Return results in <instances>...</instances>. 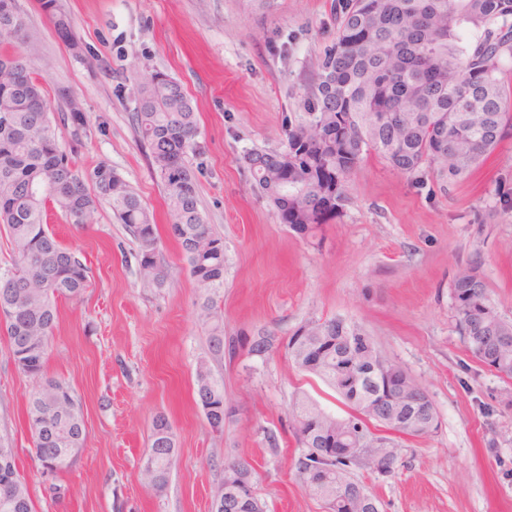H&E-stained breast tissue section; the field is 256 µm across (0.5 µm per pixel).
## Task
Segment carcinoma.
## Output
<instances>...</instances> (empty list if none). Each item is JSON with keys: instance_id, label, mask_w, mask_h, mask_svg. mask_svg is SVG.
I'll return each instance as SVG.
<instances>
[{"instance_id": "obj_1", "label": "carcinoma", "mask_w": 512, "mask_h": 512, "mask_svg": "<svg viewBox=\"0 0 512 512\" xmlns=\"http://www.w3.org/2000/svg\"><path fill=\"white\" fill-rule=\"evenodd\" d=\"M60 40L75 54L83 44L58 0H39ZM336 37L316 62L317 73L302 96L304 116H288V133L280 150H251L245 154L258 192L276 208L278 218L303 235L314 237L334 218L345 201L346 184L364 156L373 152L417 185L433 174L450 183L467 179L512 129V85L503 74L512 65V0H334ZM38 47L26 26H0V230L10 240L11 268L0 272V307L17 305L18 317L0 322L8 354L36 388L26 406L31 434L46 436L38 445L41 465H72L65 449L85 441L84 414L72 421L53 415L54 392L71 391L62 380L44 374L50 338L58 323L57 302L77 301L89 287L88 268L49 229L47 215L60 212L69 224H89L106 202L128 228L139 248V274L153 288H162L169 267L158 251L153 215L140 196L112 168L101 162L90 171L75 160V149L62 147L56 127L49 125V96L65 103L68 88L49 93L38 73ZM26 78L14 87L13 72ZM131 122L148 149L170 218L180 227L170 231L178 242L188 271L205 292L200 321L210 327L211 349L224 350V320L218 298L224 288V239L214 232L199 206L198 185L186 158L197 149V116L182 85L162 72L137 83V106ZM288 170V185L278 174ZM456 326L472 357L482 365L512 374V351L493 355L498 336H512V321L488 316L493 309L478 266L460 268L452 284ZM43 337L28 346L26 330ZM330 336L336 347L322 354L318 370L348 402L353 390L336 382L337 355L353 336H364L369 349L360 355L366 367L380 352L371 336L357 325L337 318L310 319L288 340V357L297 367L305 362L298 337ZM277 337L259 332L248 354L270 352ZM197 399L209 408L207 421L230 415L224 407V388L212 377L197 376ZM297 441L305 448L295 463L322 473L310 494L335 503L332 512H356L357 498L368 492L351 477L356 461L319 457L308 447V435L332 423L335 415L303 396L291 407ZM145 465L156 472L153 489L161 494L168 484L172 459L153 454ZM397 455L389 451L365 469L378 474L394 470ZM246 463L224 465L222 508L237 512L236 497ZM16 476V502L0 490V512H34L27 483Z\"/></svg>"}]
</instances>
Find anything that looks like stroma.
I'll use <instances>...</instances> for the list:
<instances>
[{"label":"stroma","mask_w":512,"mask_h":512,"mask_svg":"<svg viewBox=\"0 0 512 512\" xmlns=\"http://www.w3.org/2000/svg\"><path fill=\"white\" fill-rule=\"evenodd\" d=\"M86 46L76 57L37 0H19L48 90L75 92L87 120L78 165L105 161L153 210L170 269L144 287L138 245L101 205L93 223L50 212L57 239L89 270L80 302L60 301L45 370L72 388L86 438L74 464L46 476L25 422L35 388L0 340V437L17 452L35 512H211L224 464L249 463L266 512H326L295 474L301 453L289 409L302 395L342 415L346 406L284 350L248 353L265 331L287 338L304 321L362 325L384 355L429 392L428 436L396 437L397 463L381 476L357 468L382 512H512V379L478 363L455 328L452 282L474 262L499 314L512 320V132L469 178L418 186L368 155L348 180L340 212L308 238L280 222L253 187L243 156L277 150L314 62L336 36L333 0H61ZM181 83L197 113L189 156L200 208L224 239L217 356L199 322L201 290L169 233V214L130 114L131 72ZM207 364L233 415L207 423L196 374ZM165 414L177 456L163 493L143 475L153 420ZM274 432L278 448L264 434Z\"/></svg>","instance_id":"stroma-1"}]
</instances>
